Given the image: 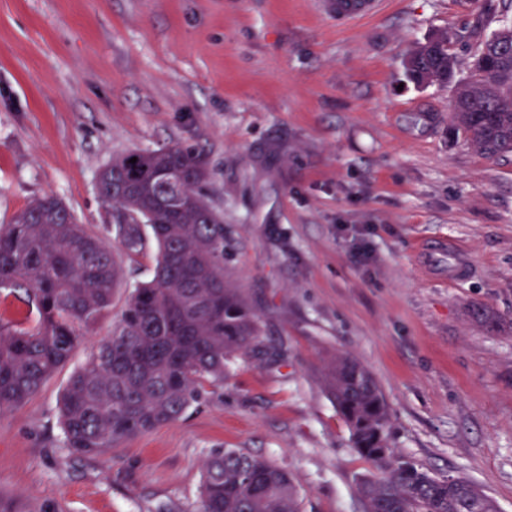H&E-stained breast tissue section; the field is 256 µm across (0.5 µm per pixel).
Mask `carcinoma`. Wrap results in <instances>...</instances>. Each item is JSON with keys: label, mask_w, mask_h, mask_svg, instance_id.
<instances>
[{"label": "carcinoma", "mask_w": 512, "mask_h": 512, "mask_svg": "<svg viewBox=\"0 0 512 512\" xmlns=\"http://www.w3.org/2000/svg\"><path fill=\"white\" fill-rule=\"evenodd\" d=\"M450 64H457L453 55L425 53L417 69ZM464 84L478 93L464 104L452 100L456 137L487 157L511 153V26L476 45ZM132 174L137 191L120 194ZM209 177L202 154L178 143L129 152L98 173L105 232L133 256L147 227L158 253L151 279L131 291L112 335L63 391L60 426L74 455L103 456L180 419L206 387L224 386V367L259 339L258 316L224 280V214L202 192ZM190 195L200 207L187 205ZM118 275L112 244L51 194L0 225V291L22 293L29 307L21 320L0 319V414L28 401L69 361L111 307ZM324 381L354 448L376 469L358 483L366 512H498L470 481L436 477L390 448L387 404L364 365L336 355ZM0 512L57 507L17 508L0 498ZM200 512H300L299 494L285 469L226 448L203 463Z\"/></svg>", "instance_id": "obj_1"}]
</instances>
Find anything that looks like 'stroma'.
I'll return each mask as SVG.
<instances>
[{
    "instance_id": "stroma-1",
    "label": "stroma",
    "mask_w": 512,
    "mask_h": 512,
    "mask_svg": "<svg viewBox=\"0 0 512 512\" xmlns=\"http://www.w3.org/2000/svg\"><path fill=\"white\" fill-rule=\"evenodd\" d=\"M506 22L502 0H387L349 24L313 0H0V224L52 194L101 231L102 167L196 148L224 214V278L261 327L179 420L105 457L69 454L59 399L158 247L117 253L111 310L0 415V497L198 512L205 459L241 448L292 475L301 512H364L374 468L323 381L343 354L382 390L391 448L512 512V154L452 139L450 88L415 87L401 66L444 32L468 76L477 38ZM442 239L472 260L465 278L421 254Z\"/></svg>"
}]
</instances>
